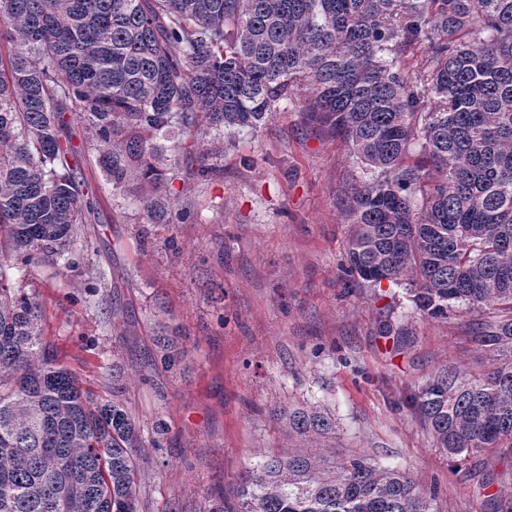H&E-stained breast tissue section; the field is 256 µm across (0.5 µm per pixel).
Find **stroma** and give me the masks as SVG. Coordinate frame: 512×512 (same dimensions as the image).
<instances>
[{
	"label": "stroma",
	"mask_w": 512,
	"mask_h": 512,
	"mask_svg": "<svg viewBox=\"0 0 512 512\" xmlns=\"http://www.w3.org/2000/svg\"><path fill=\"white\" fill-rule=\"evenodd\" d=\"M309 96L298 90L259 129L206 137L220 170L205 181L182 164L192 135L171 128L162 184L134 179L120 191L71 116L90 241L72 245L73 267L26 271L44 336L66 350L82 388L118 397L135 419L139 512H209L245 468L289 447L273 409L309 405L335 419L337 452L410 471L437 487L439 512H512V456L449 458L406 402L441 366L487 371L467 327L490 312L433 318L402 287L348 284L350 192L364 174L349 145L312 121ZM185 200L186 224L146 208ZM163 326L179 332L173 367ZM160 421L169 431L159 437Z\"/></svg>",
	"instance_id": "obj_1"
}]
</instances>
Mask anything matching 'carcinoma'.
I'll return each mask as SVG.
<instances>
[{"label":"carcinoma","mask_w":512,"mask_h":512,"mask_svg":"<svg viewBox=\"0 0 512 512\" xmlns=\"http://www.w3.org/2000/svg\"><path fill=\"white\" fill-rule=\"evenodd\" d=\"M0 512H137L135 420L81 388L45 341L15 272L88 239L67 113L115 188L159 185L172 124L256 129L294 89L348 143V276L405 285L415 306H493L469 324L491 360L445 365L408 402L452 457L512 455V0H0ZM427 47L410 73L407 50ZM209 153L187 175L213 174ZM300 438H336L314 406L280 408ZM218 512H438L435 491L366 455L274 451Z\"/></svg>","instance_id":"1"}]
</instances>
